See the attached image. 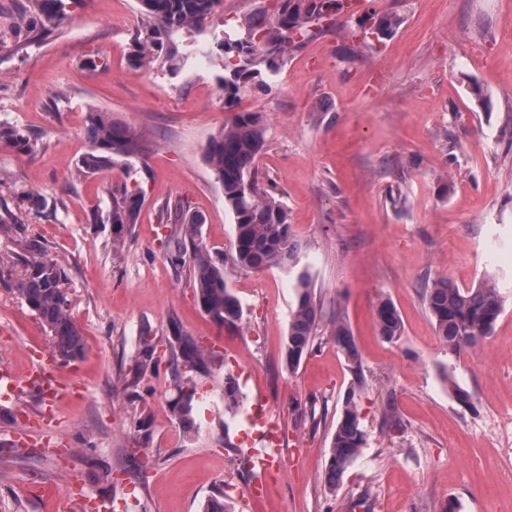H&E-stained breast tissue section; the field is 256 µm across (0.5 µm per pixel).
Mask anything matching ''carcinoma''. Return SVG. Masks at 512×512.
I'll use <instances>...</instances> for the list:
<instances>
[{"mask_svg": "<svg viewBox=\"0 0 512 512\" xmlns=\"http://www.w3.org/2000/svg\"><path fill=\"white\" fill-rule=\"evenodd\" d=\"M274 2V14L262 8L246 17L234 34L216 39V55L224 65L219 82L228 109L236 106L245 93L267 87L284 54L302 49L307 42L327 32L330 26L325 24L326 19L345 9L343 0ZM139 3L145 21L136 30L131 67L139 70L158 64L174 73L185 56L180 34L201 27L216 13L222 0H139ZM65 6V0H27L13 29L16 45L27 44L36 31L59 25L64 19ZM400 24L397 13L381 17L372 14L357 22L353 37L359 39L358 46L372 49L370 38L379 42L390 38ZM265 134L260 113L236 112L231 122L209 142L205 159L223 188L224 206L234 218V266L256 272L285 267L294 279L295 306L284 349L285 363L293 370L313 349L321 312L307 267L301 264V248L288 222L287 207L256 176ZM87 137L90 148L77 162L78 177L110 167L119 158L135 157L143 148L140 132L112 121L106 112L91 113ZM0 144L23 153H31L36 147V141L25 131L2 122ZM143 201L144 193L139 185L131 188L122 185L112 197L111 223L121 227L137 223ZM17 209H27L44 222L57 219V207L48 206L32 191L15 195L12 207L0 200V233L10 237L20 250L19 262L13 261L7 267L0 261V282L39 318L59 359L74 361L82 356L84 341L71 318V300L64 288L66 271L49 254L42 239L31 234L29 225L19 220ZM202 224V215L177 204L174 231L166 239L164 257L176 269L186 265L191 268L199 306L214 323L222 328H236L242 321V308L227 287L224 261L214 258L202 240ZM424 299L441 342L456 356L478 349L493 334L503 312L498 285L490 279L475 288H458L446 279L437 280L425 288ZM374 316L382 338L391 342L400 336L401 318L390 300H379ZM172 336L174 371L182 367L184 375L176 380L169 406L190 435L195 430L192 414L196 387L192 374L205 371L215 363L218 354L204 348L194 337L184 335L176 322L172 324ZM331 336L350 367L359 369L358 350L339 315L333 320ZM155 353L153 337L147 333L141 335L133 361V378L157 368ZM240 403L239 384L233 376H225L224 408L235 409ZM364 444L365 433L355 396L351 395L330 443L325 474L328 490L336 491Z\"/></svg>", "mask_w": 512, "mask_h": 512, "instance_id": "obj_1", "label": "carcinoma"}]
</instances>
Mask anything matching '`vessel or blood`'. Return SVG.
<instances>
[{"mask_svg":"<svg viewBox=\"0 0 512 512\" xmlns=\"http://www.w3.org/2000/svg\"><path fill=\"white\" fill-rule=\"evenodd\" d=\"M58 369L59 365L53 354L45 351L35 353L31 367L24 374L19 375L8 368H0V400L7 402L11 398L22 396L28 388L39 389L43 395V406L38 413L26 416L25 421L31 424L51 420L57 403L68 393L67 387L59 380ZM248 419L252 425L259 427L258 437L269 448L268 453L256 457L254 461L261 479L253 484L252 490L258 493L264 487L265 478L281 471L278 460L281 429L272 419L267 407L261 403L251 406Z\"/></svg>","mask_w":512,"mask_h":512,"instance_id":"b4317fda","label":"vessel or blood"}]
</instances>
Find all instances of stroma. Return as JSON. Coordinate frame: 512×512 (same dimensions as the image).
<instances>
[{"label":"stroma","mask_w":512,"mask_h":512,"mask_svg":"<svg viewBox=\"0 0 512 512\" xmlns=\"http://www.w3.org/2000/svg\"><path fill=\"white\" fill-rule=\"evenodd\" d=\"M24 2L0 0V122L37 147L0 144V198L24 188L57 204V222L20 217L66 270L85 349L60 366L78 391L49 424L0 417V512H77L71 478L108 512H202L219 494L230 512H443L451 501L457 512H512V0H362L238 102L262 115L259 179L288 208L323 312L293 370L283 360L291 278L233 265V220L205 160L231 117L215 38L270 0H223L187 34L174 75L128 65L137 0H69L59 27L19 50L11 24ZM392 11L402 22L391 39L343 54L359 16ZM94 110L139 130L143 154L75 180ZM124 182L145 193L129 228L109 221L111 190ZM179 201L203 216V240L225 259L238 328L213 324L188 268L163 257L166 210ZM489 274L504 312L477 351L452 355L424 289L440 278L474 288ZM383 298L403 323L391 342L373 319ZM338 313L360 371L330 337ZM174 320L224 359L193 376L189 436L169 407L167 361L127 381L140 334L164 356ZM50 347L38 317L0 283V366L24 373L32 349ZM228 374L245 405L266 403L283 431L285 475L255 501L245 416L224 409ZM350 395L365 444L332 493L328 450Z\"/></svg>","instance_id":"1"}]
</instances>
